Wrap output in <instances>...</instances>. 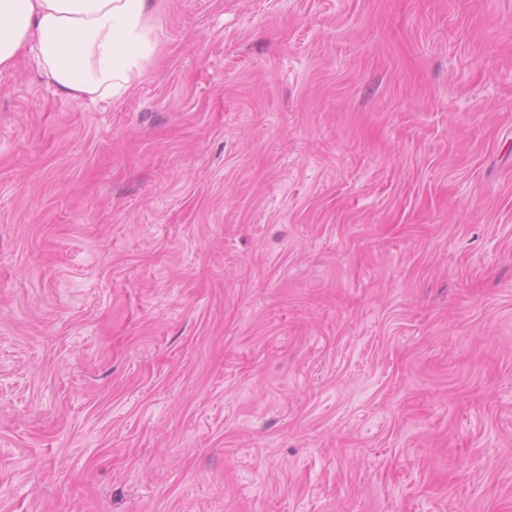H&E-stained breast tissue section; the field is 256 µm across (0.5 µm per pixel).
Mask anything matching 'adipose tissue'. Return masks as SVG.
Instances as JSON below:
<instances>
[{
    "label": "adipose tissue",
    "mask_w": 512,
    "mask_h": 512,
    "mask_svg": "<svg viewBox=\"0 0 512 512\" xmlns=\"http://www.w3.org/2000/svg\"><path fill=\"white\" fill-rule=\"evenodd\" d=\"M155 0H0V71L27 55L57 92L119 99L157 54Z\"/></svg>",
    "instance_id": "ef3b65f1"
}]
</instances>
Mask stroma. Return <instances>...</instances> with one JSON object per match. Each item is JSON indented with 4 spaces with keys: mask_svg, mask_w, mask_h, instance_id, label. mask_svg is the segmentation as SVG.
I'll list each match as a JSON object with an SVG mask.
<instances>
[{
    "mask_svg": "<svg viewBox=\"0 0 512 512\" xmlns=\"http://www.w3.org/2000/svg\"><path fill=\"white\" fill-rule=\"evenodd\" d=\"M157 4L0 72V512H512V0ZM156 0H0V71L20 54L57 92L120 99L157 54Z\"/></svg>",
    "mask_w": 512,
    "mask_h": 512,
    "instance_id": "1",
    "label": "stroma"
}]
</instances>
